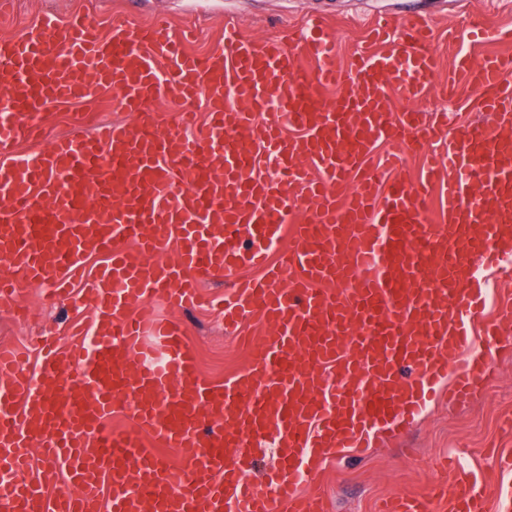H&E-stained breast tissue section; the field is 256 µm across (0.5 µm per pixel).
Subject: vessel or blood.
<instances>
[{
    "label": "vessel or blood",
    "instance_id": "1",
    "mask_svg": "<svg viewBox=\"0 0 512 512\" xmlns=\"http://www.w3.org/2000/svg\"><path fill=\"white\" fill-rule=\"evenodd\" d=\"M187 31L159 20L98 33L86 16L59 23L47 14L31 33L0 40V260L27 283L65 289L89 254H101L95 286L103 295L88 318L97 344L74 343L42 355L30 383L18 352L0 347V498L11 512H316L299 489L327 455L364 447L374 429H397L427 404L439 384L465 398L486 376L490 356L512 345L503 325L475 329L492 280L512 273V57L458 53L438 80L431 31L419 14L378 20L376 51L334 62L327 17L312 14L303 35L255 42L235 25L211 50L191 53ZM309 57L315 70L301 64ZM173 78L162 88L158 69ZM339 92L324 101L330 87ZM477 86L481 112L452 136L423 123L418 110L391 118L389 93L420 100ZM136 124L78 127L51 146L14 155L19 141L44 135L46 103L94 101ZM204 97L208 123L198 139L158 134L162 95ZM277 99L304 137L282 138L278 123L256 115ZM424 181L382 184L369 165L380 141L423 149ZM278 160L284 180L253 173L258 143ZM447 191L448 222L430 227V191ZM291 233L280 262L266 266L268 242ZM179 235L176 264L154 260ZM262 268L245 279L244 267ZM221 279L224 324L258 316L274 330L244 375L204 379L180 321L134 304L163 297L195 306L202 282ZM139 423L105 422L117 392ZM182 449L168 466L141 449L142 434ZM273 440L281 465L267 482L241 466L243 448ZM53 469L24 479L33 451ZM65 467L68 489L47 497ZM474 479L452 477L437 500L405 499L386 512H512V490L489 504Z\"/></svg>",
    "mask_w": 512,
    "mask_h": 512
}]
</instances>
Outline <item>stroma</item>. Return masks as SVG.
Returning a JSON list of instances; mask_svg holds the SVG:
<instances>
[{
    "label": "stroma",
    "instance_id": "stroma-1",
    "mask_svg": "<svg viewBox=\"0 0 512 512\" xmlns=\"http://www.w3.org/2000/svg\"><path fill=\"white\" fill-rule=\"evenodd\" d=\"M404 0H13L7 14L0 16V36H19L36 29L44 13L59 20L83 13L110 36L115 19L142 23L164 17L171 23L195 27V40L188 51L201 52L217 44L225 24L236 25L244 37L254 41L282 36L299 28L307 16L318 10L331 11V35L336 59L346 65L359 49L367 25L377 16L404 18ZM485 17L501 26L512 27V0H433L428 21L434 29L433 48L440 74H447L458 50L470 43L469 21ZM456 37H449V29ZM474 94L467 88L454 100L428 95L410 101L399 91L390 93L392 115L409 109L420 110L424 123L453 117L456 125L488 123L492 113L467 109ZM112 92H105L90 104L47 105L50 115L48 137L67 134L75 125L94 115L96 124L135 123L136 114L112 109ZM102 261L91 255L85 260V275L73 285V300L61 303L49 285H22L18 302L22 314L0 311V344L18 346L25 354L24 370L34 369L40 358L41 341L55 337L60 344L71 340L70 328L82 322L90 298L93 274ZM188 341L201 374L221 382L248 370L261 353L248 344L247 336L259 328L258 317L248 316L237 328L224 325L219 310L201 306L180 312ZM512 416V351L494 355L492 375L478 380L470 394L458 401L448 398L447 386H440L435 399L402 434L381 431L363 451L343 457L329 455L320 470L301 482L302 492L319 499L325 512H376L391 495L426 498L442 481L445 456L455 457L465 470H488L485 457L490 447L511 448L512 439L500 432V422Z\"/></svg>",
    "mask_w": 512,
    "mask_h": 512
}]
</instances>
